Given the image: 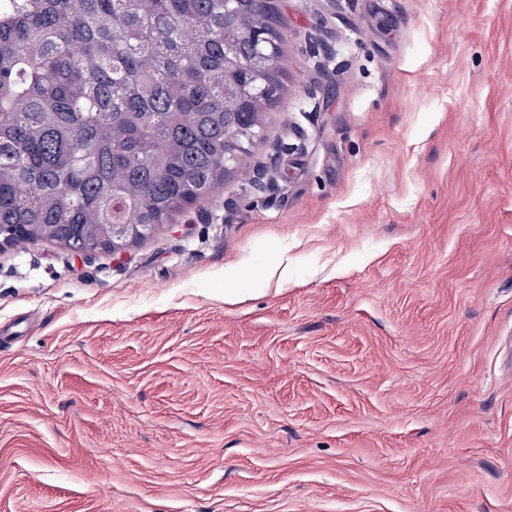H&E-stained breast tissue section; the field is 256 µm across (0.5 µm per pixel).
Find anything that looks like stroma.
Segmentation results:
<instances>
[{
    "label": "stroma",
    "instance_id": "obj_1",
    "mask_svg": "<svg viewBox=\"0 0 512 512\" xmlns=\"http://www.w3.org/2000/svg\"><path fill=\"white\" fill-rule=\"evenodd\" d=\"M275 5L222 189L0 248V512H512V0Z\"/></svg>",
    "mask_w": 512,
    "mask_h": 512
}]
</instances>
